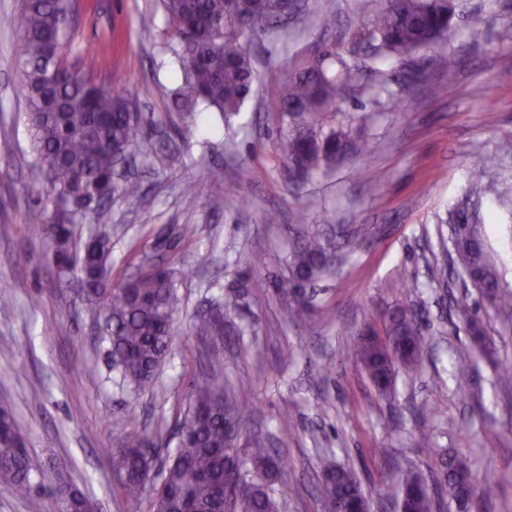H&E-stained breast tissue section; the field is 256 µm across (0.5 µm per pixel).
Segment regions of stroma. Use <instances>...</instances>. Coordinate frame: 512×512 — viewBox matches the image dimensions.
I'll return each instance as SVG.
<instances>
[{
    "label": "stroma",
    "instance_id": "obj_1",
    "mask_svg": "<svg viewBox=\"0 0 512 512\" xmlns=\"http://www.w3.org/2000/svg\"><path fill=\"white\" fill-rule=\"evenodd\" d=\"M336 15L326 35L288 33L250 47L256 81L232 146L219 113L174 112L170 93L180 77L162 32L157 0H76L69 56L97 58L93 79L124 90L153 123L154 134L130 171L145 198L112 204V281L159 254L174 274L179 318L168 356L151 390L133 393L112 368L77 279L60 278L37 226L41 171L24 124L18 87V36L5 22L21 0H0V399L11 402L32 456L64 462L72 482L99 512H151V494L135 504L117 495L111 451L132 431L159 434L176 447L194 378L210 347L224 351V372L248 390V432L261 431L283 451L288 494L280 512H322L326 463L354 468L371 512H396L386 493L401 471L435 483L442 460L461 456L474 486L486 474H512V392L494 383L512 368V320L480 309L477 291L462 283L461 266L443 222L469 191L472 171L488 166L482 198L487 245L512 285V0H456L454 34L419 51L421 82L402 83L398 70L365 73L362 88L340 105L338 121L355 131L349 160L329 174L292 179L278 148L270 103L276 86L316 44L347 40L384 0H304ZM154 40L141 37L143 22ZM486 33L481 44L468 32ZM455 57L454 81L435 67ZM251 179H242V170ZM206 183L203 197L185 181ZM310 229L326 216L345 225L335 274L315 285L316 327L285 322L273 297L287 279L285 256L296 213ZM276 214L275 223L263 216ZM184 224L192 238L178 235ZM232 294L238 308L222 339L195 334V315ZM414 304L427 348L419 376L396 375L384 397L353 357L366 328L382 329L380 312ZM477 320L484 334L469 331ZM49 488L18 495L0 482V512H58Z\"/></svg>",
    "mask_w": 512,
    "mask_h": 512
}]
</instances>
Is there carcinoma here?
I'll list each match as a JSON object with an SVG mask.
<instances>
[{"label": "carcinoma", "instance_id": "1", "mask_svg": "<svg viewBox=\"0 0 512 512\" xmlns=\"http://www.w3.org/2000/svg\"><path fill=\"white\" fill-rule=\"evenodd\" d=\"M171 52L181 82L172 91V104L184 114L214 108L224 122L238 114L255 81L247 49L254 39L274 33L282 14L274 0H160ZM454 0H387L369 23L356 27L349 46L319 44L311 56L278 88L276 112L280 145L288 172L305 180L343 163L350 155L352 128L324 122L338 112L349 90L359 86L362 66L357 50L368 46L371 60L382 67H404L421 48L436 45L453 34ZM73 0H23L11 20L19 44L21 93L33 152L45 173L41 191V226L46 231L52 263L63 276H77L84 295L102 318L112 365L136 390L154 384L164 363L178 318V295L169 269L153 264L117 286H108L112 270V238L102 230L84 240L79 224L112 223L109 201L118 194L141 200L139 182L114 181L115 157L141 147L143 132L135 103L122 91L96 84L94 58L87 53L70 62L65 54L49 56L53 46L69 42ZM454 229L462 271L473 270L476 285L489 308L512 315V293L506 290L500 265L487 248L478 206L465 200L448 213ZM334 247L322 235L301 228L287 256L288 287L278 290L282 315L303 321L311 308L306 293L298 292L334 264ZM235 306V299L211 306L194 324L200 336L224 335V319L216 315ZM384 336H361L355 356L373 386H394L402 369L417 374L426 348L422 325L414 308L385 310ZM207 373L190 393L187 413L179 423L181 440L166 451L154 487L153 512H279L273 485L281 482L287 462L268 447L266 438H251L248 455L240 459L227 446L229 427L244 426L250 407L241 387L224 379V353L212 350ZM156 447L148 435L131 433L112 462L119 474L118 492L138 500L146 486V450ZM57 466L54 492L69 512H87L91 500ZM448 486L459 494L471 483L463 457L443 462ZM45 472L25 446L20 428L6 406H0V480L20 495L41 484ZM248 486L242 496L237 483ZM402 512H436L437 498L416 472H403L391 486ZM323 512H365L368 498L351 468L327 465L322 470Z\"/></svg>", "mask_w": 512, "mask_h": 512}]
</instances>
